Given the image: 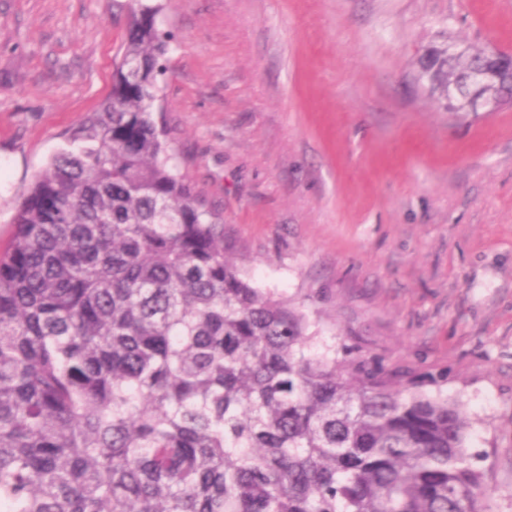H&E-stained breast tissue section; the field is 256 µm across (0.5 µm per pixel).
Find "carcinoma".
<instances>
[{"label": "carcinoma", "mask_w": 512, "mask_h": 512, "mask_svg": "<svg viewBox=\"0 0 512 512\" xmlns=\"http://www.w3.org/2000/svg\"><path fill=\"white\" fill-rule=\"evenodd\" d=\"M158 13L132 8L111 96L0 247V512H488L459 401L311 352L227 256L157 124ZM487 55L419 78L467 112ZM487 91L512 104V71Z\"/></svg>", "instance_id": "carcinoma-1"}]
</instances>
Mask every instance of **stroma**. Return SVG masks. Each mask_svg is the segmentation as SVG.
Listing matches in <instances>:
<instances>
[{
    "label": "stroma",
    "instance_id": "35a3bbf8",
    "mask_svg": "<svg viewBox=\"0 0 512 512\" xmlns=\"http://www.w3.org/2000/svg\"><path fill=\"white\" fill-rule=\"evenodd\" d=\"M174 39V163L254 286L318 350L461 400L490 512H512V107L454 116L431 46L512 50V0H150ZM129 0H0V242L112 90Z\"/></svg>",
    "mask_w": 512,
    "mask_h": 512
}]
</instances>
